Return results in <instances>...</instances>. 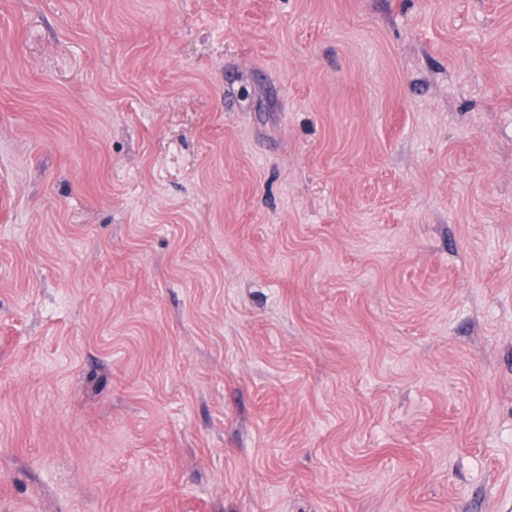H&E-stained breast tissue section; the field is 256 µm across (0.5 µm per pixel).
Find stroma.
Masks as SVG:
<instances>
[{
    "label": "stroma",
    "instance_id": "obj_1",
    "mask_svg": "<svg viewBox=\"0 0 512 512\" xmlns=\"http://www.w3.org/2000/svg\"><path fill=\"white\" fill-rule=\"evenodd\" d=\"M0 512H512V0H0Z\"/></svg>",
    "mask_w": 512,
    "mask_h": 512
}]
</instances>
